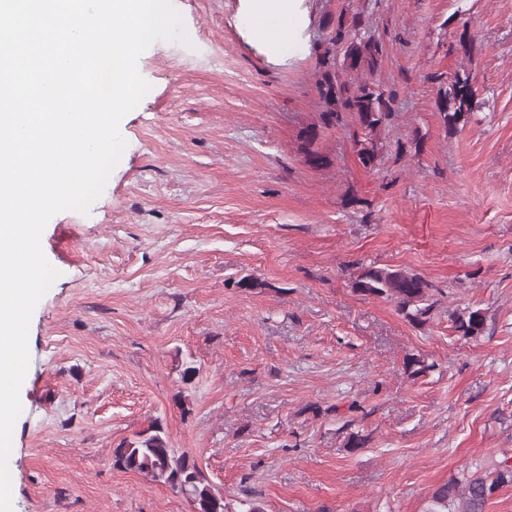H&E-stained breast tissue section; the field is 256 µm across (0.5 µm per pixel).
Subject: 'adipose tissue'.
Segmentation results:
<instances>
[{
    "instance_id": "obj_1",
    "label": "adipose tissue",
    "mask_w": 512,
    "mask_h": 512,
    "mask_svg": "<svg viewBox=\"0 0 512 512\" xmlns=\"http://www.w3.org/2000/svg\"><path fill=\"white\" fill-rule=\"evenodd\" d=\"M239 18L252 39L271 52L285 56L293 49L298 25L296 0H245Z\"/></svg>"
}]
</instances>
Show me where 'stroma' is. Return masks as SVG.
<instances>
[{"instance_id":"35a3bbf8","label":"stroma","mask_w":512,"mask_h":512,"mask_svg":"<svg viewBox=\"0 0 512 512\" xmlns=\"http://www.w3.org/2000/svg\"><path fill=\"white\" fill-rule=\"evenodd\" d=\"M174 5L187 40L144 52L153 94L122 119L103 194L43 233L59 276L29 327L13 512H192L112 465L152 421L224 512H427L512 456V0H300L283 59L240 30L241 0ZM342 13L373 26L397 94L371 168L348 128L321 131L323 167L300 149ZM463 72L478 106L449 132L439 81ZM369 266L429 281L432 319L355 293ZM468 307L486 320L466 339ZM485 313L482 309L468 310L455 313L451 317L454 332L461 336L473 338L481 335L485 325Z\"/></svg>"}]
</instances>
